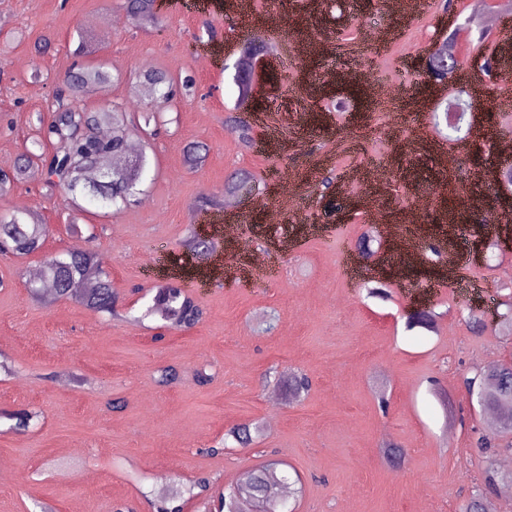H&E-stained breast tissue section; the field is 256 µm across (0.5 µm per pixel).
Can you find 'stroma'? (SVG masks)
Segmentation results:
<instances>
[{"label": "stroma", "mask_w": 512, "mask_h": 512, "mask_svg": "<svg viewBox=\"0 0 512 512\" xmlns=\"http://www.w3.org/2000/svg\"><path fill=\"white\" fill-rule=\"evenodd\" d=\"M310 2L255 0L251 16L235 18L220 0H156L154 21L135 25L123 0H0V38L12 39L0 47V167L40 137L79 44L90 48L86 63L115 76L107 96L81 94L83 107L147 110L126 81L139 70L193 83L150 140L135 205L77 211L29 174L0 195V210L34 212L51 230L42 253L0 255V360L10 367L0 372V512H155L159 496L198 477L218 494L270 459L296 481L295 512H461L481 481L476 441L486 419L462 378L512 361V327L498 319L512 299V249L499 244L503 225L487 221L512 185L479 174L499 162L495 141L512 138V110L499 107L505 89L488 83L470 140H448L433 117L446 96L413 64L472 0L450 11L446 0H422L412 19L384 13L380 0ZM386 29L397 39L372 46ZM250 41L272 51L245 103L235 62ZM231 115L248 120L251 144L228 129ZM197 145L206 153L194 169L186 158ZM443 149L454 175L439 167ZM363 167L384 170L385 193L356 199L347 219L331 217L323 178L347 187ZM242 171L256 187L237 194L234 210L199 207L205 196L223 200ZM284 173L295 211L273 224L254 201L280 206ZM452 177L461 193H449ZM424 192L446 207L415 208ZM371 208L389 223L425 226L449 248L405 269L386 300L352 270L366 232L376 236V260L387 256L390 237L366 219ZM195 231L214 243L208 259L184 247ZM479 237L487 247L475 255ZM243 240L265 253L266 270L214 277ZM74 247L101 258L116 316L31 297V271ZM169 279L201 304L200 324L171 330L143 317L152 288ZM417 300L435 315L431 329L408 324ZM472 314L483 321L475 331ZM165 367L178 373L169 386L155 381ZM296 371L312 386L293 396L286 379ZM113 399L122 409L109 408ZM22 409L37 413V425L18 432L7 415ZM243 423L258 428L252 445L211 454ZM389 446L402 465L390 463Z\"/></svg>", "instance_id": "stroma-1"}]
</instances>
